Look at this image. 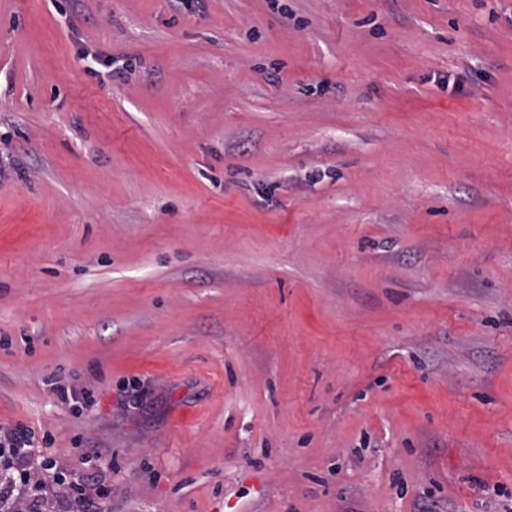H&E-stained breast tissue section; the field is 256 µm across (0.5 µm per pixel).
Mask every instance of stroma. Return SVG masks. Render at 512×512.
<instances>
[{"label":"stroma","mask_w":512,"mask_h":512,"mask_svg":"<svg viewBox=\"0 0 512 512\" xmlns=\"http://www.w3.org/2000/svg\"><path fill=\"white\" fill-rule=\"evenodd\" d=\"M17 422L45 512L512 497V0H0Z\"/></svg>","instance_id":"obj_1"}]
</instances>
